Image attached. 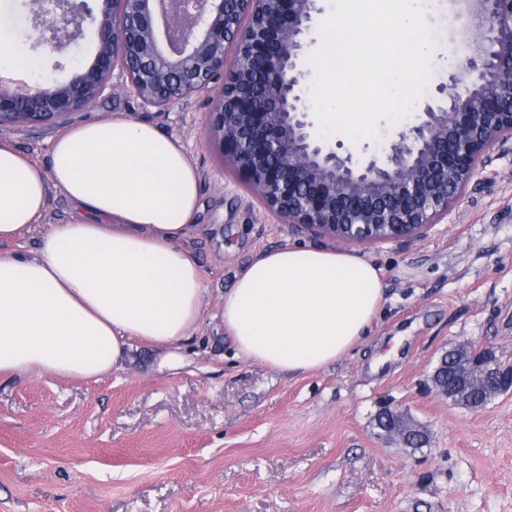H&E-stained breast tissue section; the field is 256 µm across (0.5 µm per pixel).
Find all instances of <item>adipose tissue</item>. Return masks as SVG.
<instances>
[{"label":"adipose tissue","mask_w":512,"mask_h":512,"mask_svg":"<svg viewBox=\"0 0 512 512\" xmlns=\"http://www.w3.org/2000/svg\"><path fill=\"white\" fill-rule=\"evenodd\" d=\"M53 186L86 219L41 231L35 255L0 252V375L91 379L141 347L184 355L205 290L181 246L200 189L179 142L148 123L90 121L56 138L45 168L0 139V243L36 228ZM383 302L365 258L286 245L237 275L224 328L237 356L298 375L362 343Z\"/></svg>","instance_id":"ef3b65f1"}]
</instances>
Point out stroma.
I'll return each instance as SVG.
<instances>
[{
	"label": "stroma",
	"instance_id": "1",
	"mask_svg": "<svg viewBox=\"0 0 512 512\" xmlns=\"http://www.w3.org/2000/svg\"><path fill=\"white\" fill-rule=\"evenodd\" d=\"M457 10L424 0L435 44L424 93L474 51ZM27 23L24 0H0V34L36 62L29 80L65 83L92 63V26L52 60L21 39ZM211 110L195 97L155 112L117 89L65 124L7 131L43 166L63 128L88 121H144L177 139L200 175L183 245L207 306L180 368L143 348L95 380L1 376L0 512H512V393L469 410L430 381L441 355L467 341L512 364V141L422 237L360 244L271 215L245 170L224 166L206 134ZM284 245L362 256L385 286L364 343L295 377L236 357L222 316L242 268ZM387 406L425 425L429 445L380 439L374 418Z\"/></svg>",
	"mask_w": 512,
	"mask_h": 512
}]
</instances>
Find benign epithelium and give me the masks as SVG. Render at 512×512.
Masks as SVG:
<instances>
[{
	"label": "benign epithelium",
	"mask_w": 512,
	"mask_h": 512,
	"mask_svg": "<svg viewBox=\"0 0 512 512\" xmlns=\"http://www.w3.org/2000/svg\"><path fill=\"white\" fill-rule=\"evenodd\" d=\"M31 0L27 40L49 56L97 28L94 61L71 81L0 82V132L62 121L127 89L166 112L216 92L209 135L224 162L243 168L264 207L286 224L333 240L412 239L448 216L487 153L512 140V0H465L461 36L476 52L436 86L416 121L381 155L364 159L328 144L304 91L305 35L322 0ZM448 366L469 390L492 399L512 391V365L472 344L448 352ZM381 437L409 447L427 438L401 408L376 417Z\"/></svg>",
	"instance_id": "benign-epithelium-1"
}]
</instances>
